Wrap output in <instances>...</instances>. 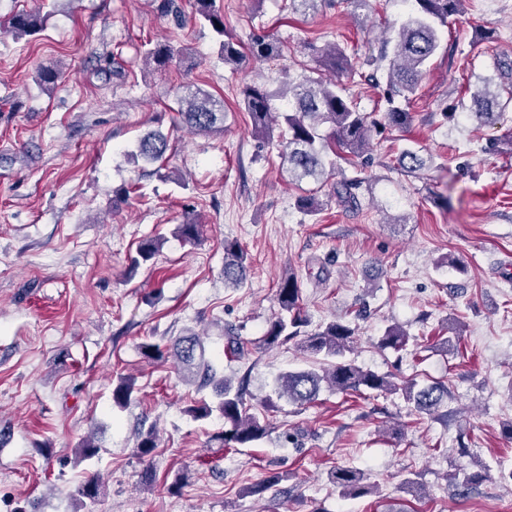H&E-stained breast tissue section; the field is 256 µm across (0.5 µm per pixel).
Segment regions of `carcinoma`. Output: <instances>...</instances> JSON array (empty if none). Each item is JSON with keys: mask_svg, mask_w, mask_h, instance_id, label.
Segmentation results:
<instances>
[{"mask_svg": "<svg viewBox=\"0 0 512 512\" xmlns=\"http://www.w3.org/2000/svg\"><path fill=\"white\" fill-rule=\"evenodd\" d=\"M407 6L404 19L394 24L395 36L381 42L379 58L388 61L385 72L374 69L368 75L357 68V62L338 44H331L315 51L321 67L334 75H343L352 81L362 77L379 87L386 86L385 101L388 104L385 119L395 130L405 129L411 115L395 105L400 100L410 104L419 91L428 62L440 49L438 27L447 26L448 19L464 10L465 0H403ZM195 15L209 23L220 38L224 51V63L239 64L243 57L239 40L224 30V17L215 6V0H195ZM45 18L37 13L18 12L7 21L9 31L16 36L29 35L42 29ZM251 58L271 60L281 57L280 43L267 35L251 38L248 48ZM145 59L155 70H165L180 58L179 51L166 44H156L144 52ZM245 110L251 120L253 134L267 144H276L282 150L287 163L288 180L302 182L311 179L322 181L328 175L329 155L339 158L351 156L369 162L370 139L376 122L359 110L353 97L345 93L336 78L306 77L280 91L284 100V111H272V94L255 85H245L241 90ZM475 116L487 124H494L502 112L512 104V90L502 98L501 90L493 88L487 80L472 95ZM180 121L192 133H224V102L209 92L196 87H187V92L177 99ZM281 118L286 129L274 139L273 122ZM170 149L167 136L149 132L138 141L132 160L139 158L156 163L166 157ZM400 169L414 173L425 168V161L415 152H402L397 161ZM363 181L357 178L340 179L330 186V197L346 209L360 206L357 191ZM203 225L189 217L176 225V233L185 241L197 240ZM162 237L142 242L132 258V268H137L155 258ZM247 271V253L235 242L224 243V283L239 286ZM277 302L281 314L276 316L265 333L264 341L271 346L286 342L300 333L304 319L300 313V285L297 276L290 271L284 275L277 290ZM355 328L347 321L338 319L307 335L300 343V350L310 357H323L319 368L290 371L283 374L277 383V396L288 398V402L305 406L317 400L322 388L342 394L400 391L404 398L414 404L419 412L433 414L448 399V388L441 383H432L421 388L408 381L397 382L393 373L379 374L363 369L344 360L345 354L353 350ZM408 334L397 324L388 326L379 345L399 350L406 346ZM173 355L181 365L182 379L197 384L198 388L214 386L217 404L195 403L185 412L193 419L204 421L218 412L224 420L225 429L210 436L217 447L224 448L234 443L244 446L255 442L267 432V423L249 412L241 387H233L217 368L206 358V349L199 335L191 333L180 337L174 344ZM135 377L120 376L112 388V402L118 408L126 407L135 392ZM158 437L153 431L141 433L136 444V453L141 458L150 457L158 448ZM100 445L85 437L76 448L81 462L99 457ZM339 493L348 498L364 497L376 492L366 475L353 468L338 467L330 474ZM101 485L98 475H89L75 490L76 501H95Z\"/></svg>", "mask_w": 512, "mask_h": 512, "instance_id": "cac0c4a2", "label": "carcinoma"}]
</instances>
